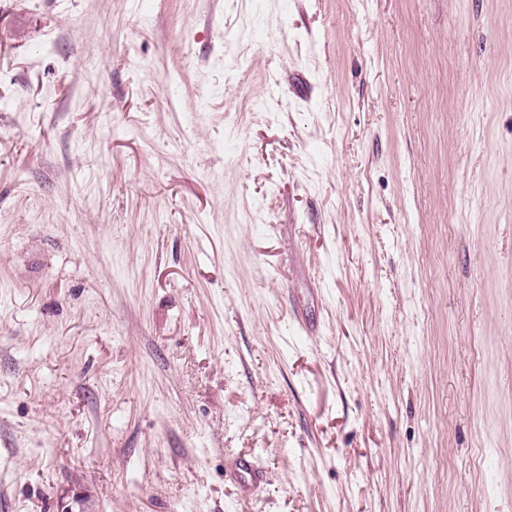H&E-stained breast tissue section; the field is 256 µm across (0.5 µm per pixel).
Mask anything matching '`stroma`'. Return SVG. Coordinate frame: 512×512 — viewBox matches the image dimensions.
<instances>
[{"mask_svg":"<svg viewBox=\"0 0 512 512\" xmlns=\"http://www.w3.org/2000/svg\"><path fill=\"white\" fill-rule=\"evenodd\" d=\"M77 495L512 512V0H0V512ZM233 474L237 483L248 490L262 479V473L250 457H238L233 463Z\"/></svg>","mask_w":512,"mask_h":512,"instance_id":"35a3bbf8","label":"stroma"}]
</instances>
